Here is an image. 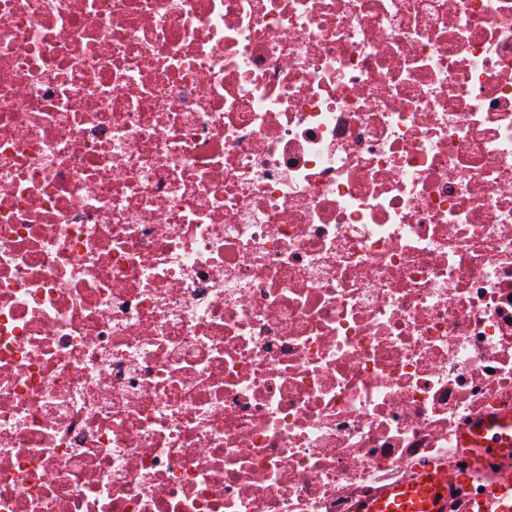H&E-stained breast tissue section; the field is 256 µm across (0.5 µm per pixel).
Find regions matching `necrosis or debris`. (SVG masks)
<instances>
[{
	"instance_id": "obj_1",
	"label": "necrosis or debris",
	"mask_w": 512,
	"mask_h": 512,
	"mask_svg": "<svg viewBox=\"0 0 512 512\" xmlns=\"http://www.w3.org/2000/svg\"><path fill=\"white\" fill-rule=\"evenodd\" d=\"M512 0H0V512H512ZM491 428H498L503 430V432L491 439H485L488 430H483L480 433V448L478 449L481 455L489 461L494 460L506 449L512 447V416L499 419ZM507 430H510V434L506 433ZM390 495H394L390 501ZM448 495V485L436 478H423L417 483L389 490V496L367 504L363 512H438L439 503Z\"/></svg>"
}]
</instances>
